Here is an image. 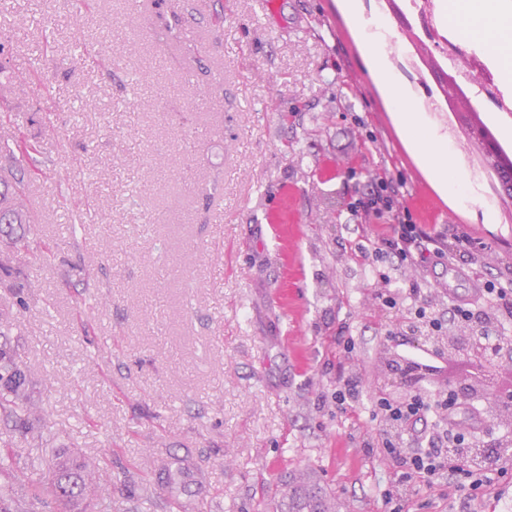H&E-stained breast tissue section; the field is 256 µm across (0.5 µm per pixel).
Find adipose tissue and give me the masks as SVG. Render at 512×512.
Wrapping results in <instances>:
<instances>
[{
	"label": "adipose tissue",
	"mask_w": 512,
	"mask_h": 512,
	"mask_svg": "<svg viewBox=\"0 0 512 512\" xmlns=\"http://www.w3.org/2000/svg\"><path fill=\"white\" fill-rule=\"evenodd\" d=\"M501 2L484 0V13L477 23L471 20V0H452L451 13L464 39L503 46L501 64L512 72V25H503L500 20ZM385 86L406 136L427 162L436 182L449 193L460 192L463 177L453 165L447 140L439 138L428 127L423 113L412 110L399 84L389 79Z\"/></svg>",
	"instance_id": "ef3b65f1"
}]
</instances>
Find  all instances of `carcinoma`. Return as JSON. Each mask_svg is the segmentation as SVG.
<instances>
[{"label":"carcinoma","instance_id":"1","mask_svg":"<svg viewBox=\"0 0 512 512\" xmlns=\"http://www.w3.org/2000/svg\"><path fill=\"white\" fill-rule=\"evenodd\" d=\"M39 152V145L17 133H0V158L16 164L18 177L0 178V246L8 251L28 247L32 216L26 207L25 178L28 169L22 162ZM9 322L0 319V419L11 430L22 436L31 435L45 421L43 413L32 402L27 392V378L7 347ZM182 471H168L167 489L169 508L180 509L178 484ZM26 489L29 508L37 512L49 503L82 501L83 512H112V495L107 492L109 478L99 473L86 461L72 463L59 461L56 473L48 484H43L37 459L31 458L27 469L14 467L12 458L0 453V480ZM280 512H333L330 500L322 489L308 478L295 479L286 484L281 496Z\"/></svg>","mask_w":512,"mask_h":512}]
</instances>
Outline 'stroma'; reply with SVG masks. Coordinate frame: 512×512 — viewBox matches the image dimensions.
<instances>
[{
	"instance_id": "obj_1",
	"label": "stroma",
	"mask_w": 512,
	"mask_h": 512,
	"mask_svg": "<svg viewBox=\"0 0 512 512\" xmlns=\"http://www.w3.org/2000/svg\"><path fill=\"white\" fill-rule=\"evenodd\" d=\"M0 0V126L38 142L27 206L37 234L0 273V313L50 430L15 437L24 463L64 454L111 474L116 512L145 493L166 512L161 469L184 464L183 512H277L279 486L308 474L336 512H389L395 469L376 444V395L407 387L384 360L386 330L425 336L382 305L373 229L350 205L389 171L415 223L468 225L486 250L454 283L512 279V218L459 205L408 141L343 0ZM425 71L437 92L498 50ZM44 84L22 91L18 78ZM90 99L95 109H84ZM459 154L483 158L481 120L512 145V120L475 84L447 101ZM86 213L71 232L67 217ZM432 262L396 274L431 309L448 305ZM355 349L345 352L344 337ZM359 410L330 400L339 373ZM402 512H461L458 492L407 491Z\"/></svg>"
}]
</instances>
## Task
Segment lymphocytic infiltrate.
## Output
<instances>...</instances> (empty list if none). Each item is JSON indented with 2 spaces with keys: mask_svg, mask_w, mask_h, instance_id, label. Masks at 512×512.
<instances>
[{
  "mask_svg": "<svg viewBox=\"0 0 512 512\" xmlns=\"http://www.w3.org/2000/svg\"><path fill=\"white\" fill-rule=\"evenodd\" d=\"M355 217L353 232L359 233L369 219L383 221L384 230L377 235L391 258L392 270L446 256L445 236L414 223L403 205L388 173L373 179L365 196L350 206ZM483 297L493 300L490 310H478L469 299H456L448 306L447 318H440L429 307L405 304L399 289L381 293L384 306L407 305L418 322L426 324L431 338H438L443 324L449 323L469 331L472 338L487 346L484 357L471 354H447L433 346L398 342L394 352L408 374L411 390L400 399L378 398L373 418L382 434V452L397 469V485L389 490V501L398 502L410 485L434 488L440 484L466 489L469 500L487 497L501 472L498 468L476 469L455 456L460 447H470L474 436L470 427L460 422L463 403L453 390L438 385L437 380L451 367H461L484 378L498 372L504 359L512 355V339L498 335L505 319H512V281L486 280L479 285Z\"/></svg>",
  "mask_w": 512,
  "mask_h": 512,
  "instance_id": "f902f5d3",
  "label": "lymphocytic infiltrate"
}]
</instances>
